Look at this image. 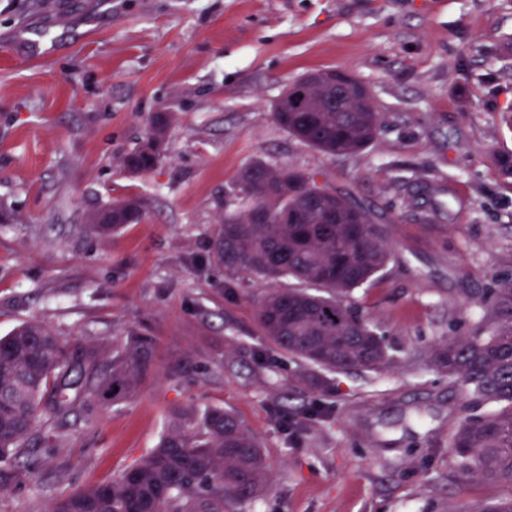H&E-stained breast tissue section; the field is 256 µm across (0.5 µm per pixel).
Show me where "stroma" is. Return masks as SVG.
Masks as SVG:
<instances>
[{
  "instance_id": "35a3bbf8",
  "label": "stroma",
  "mask_w": 512,
  "mask_h": 512,
  "mask_svg": "<svg viewBox=\"0 0 512 512\" xmlns=\"http://www.w3.org/2000/svg\"><path fill=\"white\" fill-rule=\"evenodd\" d=\"M38 56L19 52V31ZM338 70L382 114L353 155L278 126L288 84ZM512 0H0V336L38 320L111 351L155 341L136 397L86 402L0 459L33 476L0 512H48L144 458L176 408L231 411L261 444L267 484L235 512H460L512 492L453 469L464 400L427 369L463 334L471 298L512 270ZM162 157L120 158L156 115ZM255 160L312 173L387 226L392 256L352 303L394 364L326 373L282 352L256 307L269 289L225 274L213 242ZM128 198L144 217L101 238L92 213Z\"/></svg>"
}]
</instances>
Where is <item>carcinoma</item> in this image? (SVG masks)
<instances>
[{"label":"carcinoma","mask_w":512,"mask_h":512,"mask_svg":"<svg viewBox=\"0 0 512 512\" xmlns=\"http://www.w3.org/2000/svg\"><path fill=\"white\" fill-rule=\"evenodd\" d=\"M309 107L276 106L275 122L301 143L330 155L356 154L374 140L381 114L356 93L313 84ZM165 127L156 123L121 160L144 173L160 161ZM312 175L254 161L240 172L237 206L261 207L266 224H248L244 212L224 215L214 242L218 264L232 275L288 280L258 304L266 335L284 352L327 372L378 373L393 362L376 325L349 302L388 264L385 230L348 193L308 194ZM112 223L90 216V229L108 237L139 222L138 203L112 204ZM474 302L479 318L465 336L435 345L429 365L473 405L448 433L463 476L512 487V271L492 279ZM96 347L72 346L31 320L0 337V457L20 447L34 429L66 420L79 398L114 403L133 397L154 368L155 343L133 335L99 367ZM174 428L157 448L117 479L56 500L50 512H229L258 496L266 466L258 441L232 413L206 407L174 414ZM462 512H512L506 498L479 501Z\"/></svg>","instance_id":"carcinoma-1"}]
</instances>
